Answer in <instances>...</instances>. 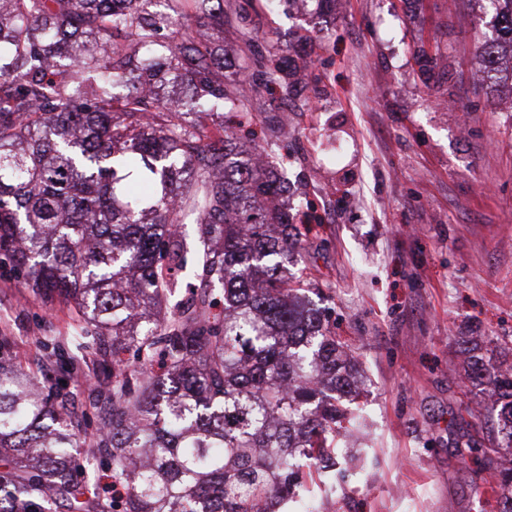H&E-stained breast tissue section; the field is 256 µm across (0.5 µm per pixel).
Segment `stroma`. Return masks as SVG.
Instances as JSON below:
<instances>
[{
    "label": "stroma",
    "instance_id": "stroma-1",
    "mask_svg": "<svg viewBox=\"0 0 512 512\" xmlns=\"http://www.w3.org/2000/svg\"><path fill=\"white\" fill-rule=\"evenodd\" d=\"M224 73L248 66L240 33L299 71L294 95L253 98L288 205L312 227L308 277L365 372L357 466L283 512H496L507 451L473 464L458 447L497 441L496 416L467 386L456 339L512 344V92L484 81L477 0H226ZM434 57L422 76L418 52ZM75 314L45 309L0 276V338L37 378L41 343L68 345ZM67 408L95 432L107 408L92 364Z\"/></svg>",
    "mask_w": 512,
    "mask_h": 512
}]
</instances>
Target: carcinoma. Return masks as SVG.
Returning <instances> with one entry per match:
<instances>
[{
	"instance_id": "1",
	"label": "carcinoma",
	"mask_w": 512,
	"mask_h": 512,
	"mask_svg": "<svg viewBox=\"0 0 512 512\" xmlns=\"http://www.w3.org/2000/svg\"><path fill=\"white\" fill-rule=\"evenodd\" d=\"M163 2L148 18L147 0H0V270L77 312L74 347L98 357L107 390L93 445L118 487L90 498L75 477L70 350L43 343L46 387L0 339V512H278L305 477L336 470L361 419L353 350L301 309L304 275L288 272L309 228L274 204L284 186L265 147L242 149L224 127L251 101L245 71L215 69L223 0ZM488 4L497 37L477 46L482 71L512 83V0ZM274 57L254 58L262 89L287 97ZM134 62L185 82L178 107L155 88L118 93ZM487 351L461 340L465 377L512 448V347ZM498 489V512H512V460Z\"/></svg>"
}]
</instances>
